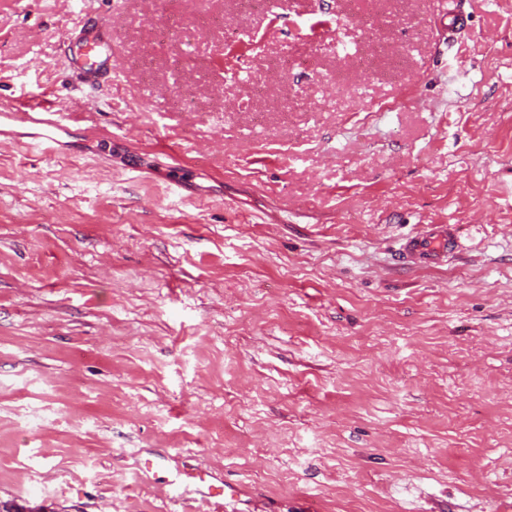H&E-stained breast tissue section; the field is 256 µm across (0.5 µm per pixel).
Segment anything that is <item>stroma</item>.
Returning <instances> with one entry per match:
<instances>
[{
	"label": "stroma",
	"mask_w": 512,
	"mask_h": 512,
	"mask_svg": "<svg viewBox=\"0 0 512 512\" xmlns=\"http://www.w3.org/2000/svg\"><path fill=\"white\" fill-rule=\"evenodd\" d=\"M211 5L237 38L192 0H0V108L77 121L50 156L0 144V498L182 512L163 455L238 484L224 512H506L512 0ZM97 14L91 93L62 37ZM370 27L400 68L343 59ZM429 224L456 252L401 263Z\"/></svg>",
	"instance_id": "35a3bbf8"
}]
</instances>
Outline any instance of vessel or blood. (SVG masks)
<instances>
[{
	"instance_id": "vessel-or-blood-1",
	"label": "vessel or blood",
	"mask_w": 512,
	"mask_h": 512,
	"mask_svg": "<svg viewBox=\"0 0 512 512\" xmlns=\"http://www.w3.org/2000/svg\"><path fill=\"white\" fill-rule=\"evenodd\" d=\"M71 68L83 84H98L112 69V38L106 25L92 24L83 29L70 46ZM67 114L63 103L47 105L20 104L0 112V127L19 125L27 130L26 137L43 152L56 153L62 134L68 133ZM456 242L452 227L433 224L417 235L407 237L401 245L403 260L426 266L444 261L454 250ZM162 482L169 489L190 490L200 501L211 504L212 512H224L226 499L236 498L237 485L218 484L212 478L195 476L192 484H184L180 474L170 473Z\"/></svg>"
}]
</instances>
